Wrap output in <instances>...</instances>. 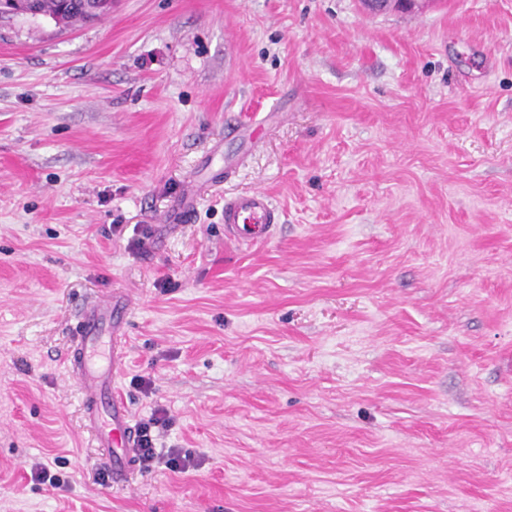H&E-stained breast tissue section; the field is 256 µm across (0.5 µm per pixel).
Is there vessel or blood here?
Here are the masks:
<instances>
[{"label": "vessel or blood", "instance_id": "b4317fda", "mask_svg": "<svg viewBox=\"0 0 512 512\" xmlns=\"http://www.w3.org/2000/svg\"><path fill=\"white\" fill-rule=\"evenodd\" d=\"M279 221L280 212L264 190L224 200V231L237 242H264ZM121 306L115 298L86 302L67 359L85 401V421L115 485L125 483L138 464L136 429L125 402L113 388L122 370L125 319L118 313Z\"/></svg>", "mask_w": 512, "mask_h": 512}]
</instances>
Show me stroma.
I'll list each match as a JSON object with an SVG mask.
<instances>
[{"label": "stroma", "instance_id": "stroma-1", "mask_svg": "<svg viewBox=\"0 0 512 512\" xmlns=\"http://www.w3.org/2000/svg\"><path fill=\"white\" fill-rule=\"evenodd\" d=\"M115 294L114 388L192 459L121 486L65 369ZM0 512H512V0L0 18ZM279 221L280 212L264 190L254 189L224 199V231L239 243L264 242Z\"/></svg>", "mask_w": 512, "mask_h": 512}]
</instances>
